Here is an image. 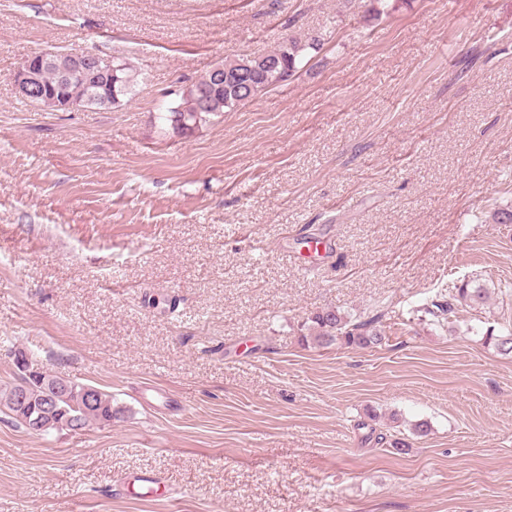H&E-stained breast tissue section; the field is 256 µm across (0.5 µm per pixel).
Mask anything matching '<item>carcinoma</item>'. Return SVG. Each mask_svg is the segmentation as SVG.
<instances>
[{
	"instance_id": "1",
	"label": "carcinoma",
	"mask_w": 512,
	"mask_h": 512,
	"mask_svg": "<svg viewBox=\"0 0 512 512\" xmlns=\"http://www.w3.org/2000/svg\"><path fill=\"white\" fill-rule=\"evenodd\" d=\"M302 46L294 37H287L277 49L266 55L272 61V66L262 72L254 80L251 97L274 88L295 76L298 65L302 62ZM44 94L52 100L59 95L76 96L83 98L97 97L112 91L123 96L127 94L131 84L125 81L115 86H106L99 89L89 87L84 78L76 75H65L59 67L50 65L43 73ZM232 86L226 84L217 88L211 84V74L207 73L183 93L181 102L167 109L165 120L183 127L201 121V113L208 115L218 114L224 109L236 107L230 96ZM488 290L477 287L470 288L462 285L458 288L448 289V302L436 305L439 316L453 317L457 304L465 303L470 307H478L486 302ZM310 334L301 337V340L314 347L329 348L333 345L345 348H373L381 345L385 340V330L378 325V320L354 322L349 316L339 310H328L316 314L311 318ZM484 343L494 347L500 354H512V327L495 331L490 327L483 334ZM28 386L29 399L36 406L44 404V397L60 388L56 394V423L54 429H68L80 431L91 423L109 424L117 414L122 412L112 398V395L96 389L97 399L93 407L83 404L82 393L85 385L65 380L54 374L37 369L31 378L20 379L8 391L0 393V411L9 415L18 412L17 394L22 386Z\"/></svg>"
}]
</instances>
